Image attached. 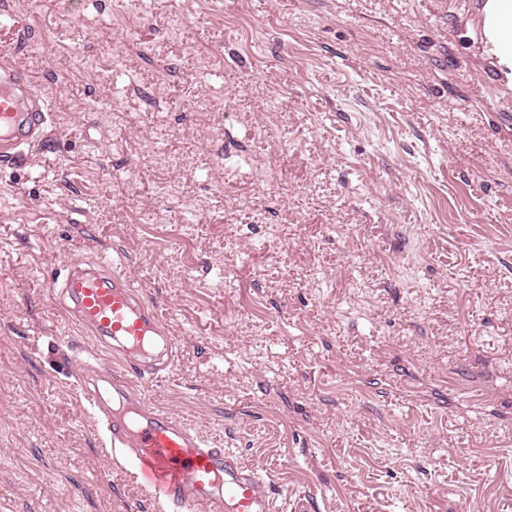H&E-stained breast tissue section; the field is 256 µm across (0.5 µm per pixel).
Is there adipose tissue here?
Returning a JSON list of instances; mask_svg holds the SVG:
<instances>
[{"label":"adipose tissue","instance_id":"ef3b65f1","mask_svg":"<svg viewBox=\"0 0 512 512\" xmlns=\"http://www.w3.org/2000/svg\"><path fill=\"white\" fill-rule=\"evenodd\" d=\"M479 25L485 57L512 85V0H484Z\"/></svg>","mask_w":512,"mask_h":512}]
</instances>
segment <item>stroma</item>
<instances>
[{
    "mask_svg": "<svg viewBox=\"0 0 512 512\" xmlns=\"http://www.w3.org/2000/svg\"><path fill=\"white\" fill-rule=\"evenodd\" d=\"M50 117L0 160V512H161L76 383L70 261L177 357L146 398L280 507L512 512V88L482 0H8Z\"/></svg>",
    "mask_w": 512,
    "mask_h": 512,
    "instance_id": "1",
    "label": "stroma"
}]
</instances>
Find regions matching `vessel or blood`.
<instances>
[{
  "mask_svg": "<svg viewBox=\"0 0 512 512\" xmlns=\"http://www.w3.org/2000/svg\"><path fill=\"white\" fill-rule=\"evenodd\" d=\"M46 100L29 73L0 55V157H22L43 140ZM64 306L98 345L119 352L123 371L88 353L80 377L85 398L122 458L168 512H279L262 474L232 453L211 447L197 431L149 402L140 380L173 361L171 338L157 308L133 290L116 262L68 266L61 282Z\"/></svg>",
  "mask_w": 512,
  "mask_h": 512,
  "instance_id": "obj_1",
  "label": "vessel or blood"
}]
</instances>
